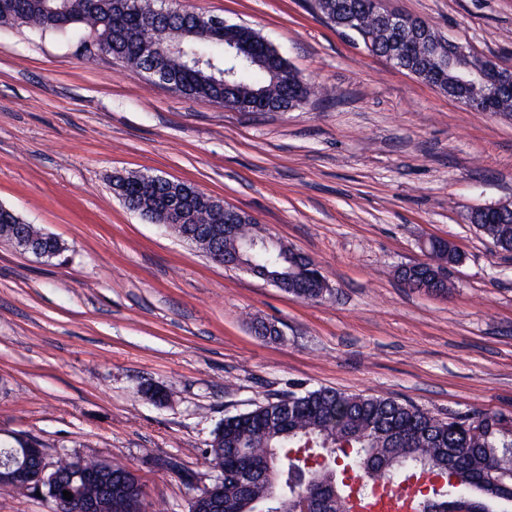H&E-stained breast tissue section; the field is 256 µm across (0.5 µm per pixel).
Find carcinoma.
Masks as SVG:
<instances>
[{
    "label": "carcinoma",
    "mask_w": 512,
    "mask_h": 512,
    "mask_svg": "<svg viewBox=\"0 0 512 512\" xmlns=\"http://www.w3.org/2000/svg\"><path fill=\"white\" fill-rule=\"evenodd\" d=\"M0 26L25 27L76 39L81 31H97L112 58L138 70L156 61L181 79V95L219 101L245 111L243 104L253 92L264 91V107L289 112L315 94L310 83L300 86L301 75L285 58L266 44L255 31L238 25L224 27L222 40L197 32L208 17L195 11L174 12L168 20L147 21L157 0H4ZM317 9L340 30L352 22L361 29L360 41L375 54L392 44L407 52L394 65L420 78L428 69L439 68L440 86L456 95L448 74V48L432 25L421 30H391L370 11L363 0H317ZM66 10L68 20L61 19ZM245 44L239 56L224 54V47ZM114 194L130 210L147 220L177 202L203 222L211 216V197L179 181H154L141 174L117 176ZM233 238L222 240L224 256L239 250L273 274L284 275L298 287L289 290L296 298L317 301L330 293L328 284L314 276L313 259L287 245L247 243L263 234L249 215ZM479 230L504 251L512 252V222L480 224ZM23 238L35 244L45 258L57 257L64 247L52 235L33 224L24 225ZM429 267L455 264L460 255L453 245L448 251L427 247ZM398 278L410 288L447 292L451 283L405 270ZM504 416L496 412L448 415L439 418L428 409L391 399L346 394L333 389L290 393L276 401L255 405L245 412L224 417L214 430L205 454L221 468V477L202 489L193 502L203 506L216 498L224 512H297L302 500H310L315 512H351L348 474L362 471L368 481L394 486L424 469L445 479L441 489L419 495L422 512H448V491L473 493L474 512H493L484 489L498 488V501H512V430L503 428ZM56 492L48 494L52 512H74L72 505L90 500L98 512H142L143 486L134 471L122 461H102L93 456L65 455L57 460ZM72 493L67 500L63 491Z\"/></svg>",
    "instance_id": "obj_1"
}]
</instances>
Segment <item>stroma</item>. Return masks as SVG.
I'll use <instances>...</instances> for the list:
<instances>
[{
  "instance_id": "35a3bbf8",
  "label": "stroma",
  "mask_w": 512,
  "mask_h": 512,
  "mask_svg": "<svg viewBox=\"0 0 512 512\" xmlns=\"http://www.w3.org/2000/svg\"><path fill=\"white\" fill-rule=\"evenodd\" d=\"M258 31L317 93L289 112L183 97L76 42L0 26V205L65 244L0 242V444L119 460L146 512H188L225 416L332 388L512 418V254L471 224L512 203V115L475 112L341 36L314 0H167ZM512 69V0H382ZM195 184L308 256L303 301L213 262L113 194ZM445 238L452 291L399 267ZM280 335L264 339L254 320ZM169 397L150 400V388ZM398 278L404 282L409 288H425L426 290L436 292H447L452 288L451 283L442 279H435L427 276L425 271L405 270L399 271Z\"/></svg>"
}]
</instances>
